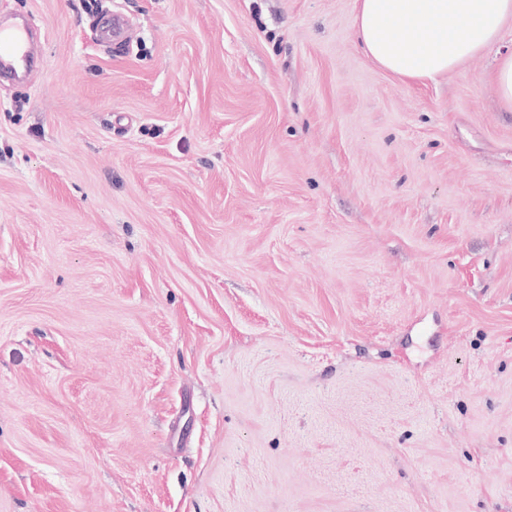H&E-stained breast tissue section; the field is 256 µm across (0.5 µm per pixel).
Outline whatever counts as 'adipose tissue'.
Wrapping results in <instances>:
<instances>
[{
  "label": "adipose tissue",
  "instance_id": "adipose-tissue-1",
  "mask_svg": "<svg viewBox=\"0 0 512 512\" xmlns=\"http://www.w3.org/2000/svg\"><path fill=\"white\" fill-rule=\"evenodd\" d=\"M512 0H355L363 53L406 82L424 83L496 44Z\"/></svg>",
  "mask_w": 512,
  "mask_h": 512
}]
</instances>
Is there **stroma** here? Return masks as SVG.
Wrapping results in <instances>:
<instances>
[{
  "mask_svg": "<svg viewBox=\"0 0 512 512\" xmlns=\"http://www.w3.org/2000/svg\"><path fill=\"white\" fill-rule=\"evenodd\" d=\"M354 15L0 0V512H512V19L414 85ZM28 36L22 29L0 25V67L1 73L11 69L13 61L25 66L30 60ZM490 79L497 87L502 104L512 109V52L502 54Z\"/></svg>",
  "mask_w": 512,
  "mask_h": 512,
  "instance_id": "1",
  "label": "stroma"
}]
</instances>
